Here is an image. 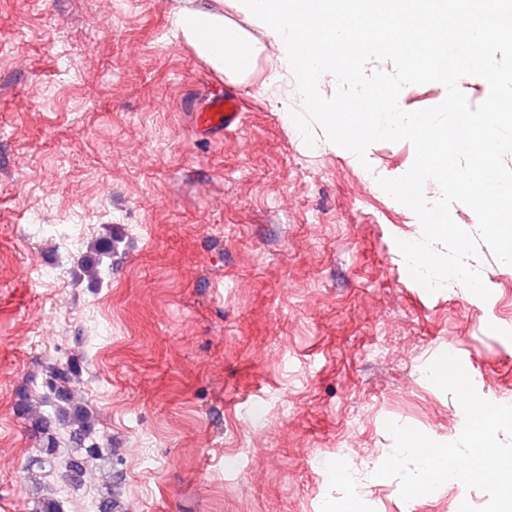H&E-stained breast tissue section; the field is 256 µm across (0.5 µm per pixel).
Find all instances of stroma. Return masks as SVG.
Masks as SVG:
<instances>
[{
    "instance_id": "35a3bbf8",
    "label": "stroma",
    "mask_w": 512,
    "mask_h": 512,
    "mask_svg": "<svg viewBox=\"0 0 512 512\" xmlns=\"http://www.w3.org/2000/svg\"><path fill=\"white\" fill-rule=\"evenodd\" d=\"M287 80L270 44L244 82L213 71L170 0H0V512H29L39 441L19 396L70 359L127 512L487 503L459 482L407 502L373 472L387 422L461 433L426 376L445 349L482 398L512 401V265L480 246L485 301L414 281L397 243L420 239L418 218L377 183L410 169L412 145L374 143L362 163L317 125L306 145ZM218 86L243 120L200 133ZM31 224L89 230L67 250ZM105 236L97 278L81 275ZM95 311L112 317L102 341Z\"/></svg>"
}]
</instances>
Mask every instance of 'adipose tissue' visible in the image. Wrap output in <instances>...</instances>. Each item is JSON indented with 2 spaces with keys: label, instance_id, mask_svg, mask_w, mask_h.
<instances>
[{
  "label": "adipose tissue",
  "instance_id": "adipose-tissue-1",
  "mask_svg": "<svg viewBox=\"0 0 512 512\" xmlns=\"http://www.w3.org/2000/svg\"><path fill=\"white\" fill-rule=\"evenodd\" d=\"M171 13L177 34L215 71L235 82L248 78L262 44L228 24L223 13L199 7L194 0H173Z\"/></svg>",
  "mask_w": 512,
  "mask_h": 512
}]
</instances>
